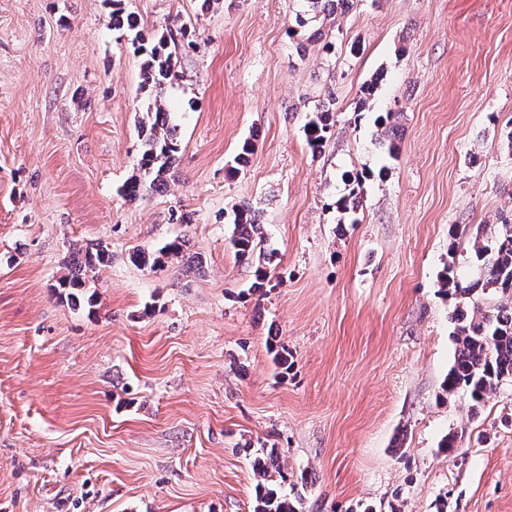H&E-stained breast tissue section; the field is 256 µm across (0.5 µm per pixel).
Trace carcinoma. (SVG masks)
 <instances>
[{
    "label": "carcinoma",
    "mask_w": 512,
    "mask_h": 512,
    "mask_svg": "<svg viewBox=\"0 0 512 512\" xmlns=\"http://www.w3.org/2000/svg\"><path fill=\"white\" fill-rule=\"evenodd\" d=\"M122 12L121 8L112 11V28L134 33L132 45L136 52L145 57L143 84L158 90L174 75L177 61L170 44L175 38L171 34L148 37L137 31V25L132 20L121 22ZM397 120V113L387 112L379 116L377 122L384 132L382 140L387 143L391 157L396 156L398 150L395 143ZM138 127L141 151L137 160V174L123 188L124 196L129 199L138 198L146 188L159 190L164 187L180 151L175 128L168 125L167 112L160 100L148 103ZM333 127L330 107L325 104L317 106L305 124L308 146L314 151L322 148ZM232 224L231 244L236 257L247 263L263 259L261 226L257 224L251 208H235ZM183 246L184 241L175 240L156 254L137 247L129 258L141 267L154 269L163 264V259L181 254ZM474 247L475 256L480 262V273L476 278L462 282L446 273L442 275L443 291L451 290L472 302L471 312L460 309L455 315L456 353L444 390L449 394L462 391L479 404L502 381L512 379V216L503 218L494 245L481 246L476 243ZM110 259L109 251L102 246H70L69 257L64 262L65 272L58 278L56 288L67 299L76 301L87 290V284L93 281L96 270ZM268 287H272V277L265 267L259 265L249 292L263 294ZM491 290L500 295V302L493 308L484 309L476 299ZM262 453L263 457L254 466L257 483L253 512H302L299 509L301 495L291 498L268 479L271 471L281 472L277 449H264Z\"/></svg>",
    "instance_id": "1"
}]
</instances>
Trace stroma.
I'll return each mask as SVG.
<instances>
[{
    "mask_svg": "<svg viewBox=\"0 0 512 512\" xmlns=\"http://www.w3.org/2000/svg\"><path fill=\"white\" fill-rule=\"evenodd\" d=\"M124 3L177 35L161 96L112 0H0V512H253L265 448L311 475L303 512H512V380L477 411L444 391L460 298L440 282L477 276L478 226L512 215V0ZM156 98L178 162L131 201ZM244 204L278 281L263 295L230 244ZM176 239L163 270L129 258ZM73 242L112 253L77 308L54 289ZM330 105V102L328 103ZM329 105L321 104L312 112V117L305 124V136L308 146L320 150L331 135L334 124ZM398 113L395 112H386L384 115H380L378 118L377 125L381 128V135L382 133H386V135H383L381 143L383 145L387 142V150L388 154L391 157H395L397 154L398 147L395 143V133L397 127L396 122L398 120Z\"/></svg>",
    "mask_w": 512,
    "mask_h": 512,
    "instance_id": "1",
    "label": "stroma"
}]
</instances>
